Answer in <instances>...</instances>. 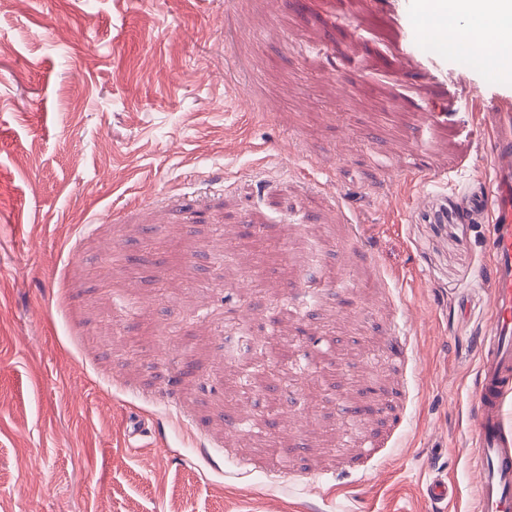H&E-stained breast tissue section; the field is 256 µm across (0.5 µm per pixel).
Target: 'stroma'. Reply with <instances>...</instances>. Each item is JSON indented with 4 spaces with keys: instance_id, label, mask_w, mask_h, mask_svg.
Here are the masks:
<instances>
[{
    "instance_id": "1",
    "label": "stroma",
    "mask_w": 512,
    "mask_h": 512,
    "mask_svg": "<svg viewBox=\"0 0 512 512\" xmlns=\"http://www.w3.org/2000/svg\"><path fill=\"white\" fill-rule=\"evenodd\" d=\"M421 5L0 0V512H476L512 82ZM275 295L305 407L224 359ZM458 487L453 484H448L439 475L433 476L426 484L425 493L430 501L439 503L448 499H455L458 495Z\"/></svg>"
}]
</instances>
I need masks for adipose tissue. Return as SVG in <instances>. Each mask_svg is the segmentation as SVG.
I'll list each match as a JSON object with an SVG mask.
<instances>
[{"label": "adipose tissue", "instance_id": "1", "mask_svg": "<svg viewBox=\"0 0 512 512\" xmlns=\"http://www.w3.org/2000/svg\"><path fill=\"white\" fill-rule=\"evenodd\" d=\"M421 25L468 49L475 65L512 80V0H424Z\"/></svg>", "mask_w": 512, "mask_h": 512}]
</instances>
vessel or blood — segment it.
I'll return each mask as SVG.
<instances>
[{"mask_svg": "<svg viewBox=\"0 0 512 512\" xmlns=\"http://www.w3.org/2000/svg\"><path fill=\"white\" fill-rule=\"evenodd\" d=\"M494 139L495 180L487 196L470 202L473 216L494 211L491 333L484 339L475 436L469 461L478 474V512H512V449L506 446L502 406L512 392V102L497 103ZM425 493L439 503L456 498L458 488L433 476Z\"/></svg>", "mask_w": 512, "mask_h": 512, "instance_id": "1", "label": "vessel or blood"}]
</instances>
